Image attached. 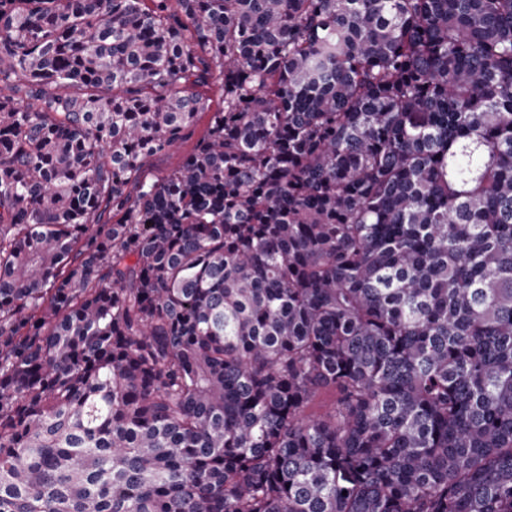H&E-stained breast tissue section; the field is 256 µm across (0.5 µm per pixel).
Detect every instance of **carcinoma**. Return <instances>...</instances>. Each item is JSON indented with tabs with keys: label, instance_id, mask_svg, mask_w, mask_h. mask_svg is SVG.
I'll use <instances>...</instances> for the list:
<instances>
[{
	"label": "carcinoma",
	"instance_id": "obj_1",
	"mask_svg": "<svg viewBox=\"0 0 512 512\" xmlns=\"http://www.w3.org/2000/svg\"><path fill=\"white\" fill-rule=\"evenodd\" d=\"M0 512H512V0H0ZM198 90L209 98L210 111L198 115L194 125L184 133L175 148L152 155L145 160L143 168L148 180L160 178L177 169L207 134L212 120V112L222 105L224 92L215 80H211L208 86L199 87Z\"/></svg>",
	"mask_w": 512,
	"mask_h": 512
}]
</instances>
